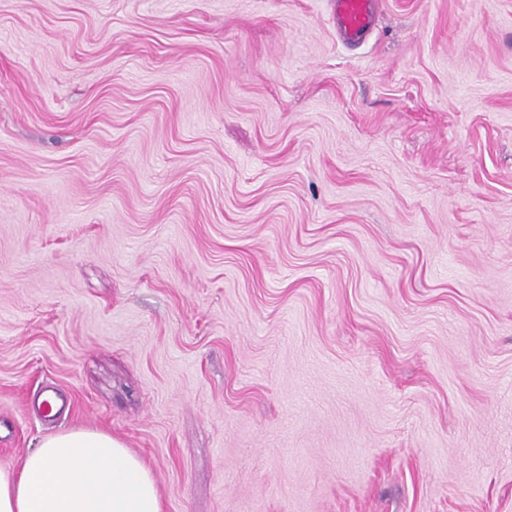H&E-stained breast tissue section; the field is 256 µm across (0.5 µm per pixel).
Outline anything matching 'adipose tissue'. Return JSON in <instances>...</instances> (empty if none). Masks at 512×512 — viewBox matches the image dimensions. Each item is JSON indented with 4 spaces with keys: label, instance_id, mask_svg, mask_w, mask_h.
<instances>
[{
    "label": "adipose tissue",
    "instance_id": "adipose-tissue-1",
    "mask_svg": "<svg viewBox=\"0 0 512 512\" xmlns=\"http://www.w3.org/2000/svg\"><path fill=\"white\" fill-rule=\"evenodd\" d=\"M0 512H162L150 467L111 434L70 428L0 469Z\"/></svg>",
    "mask_w": 512,
    "mask_h": 512
}]
</instances>
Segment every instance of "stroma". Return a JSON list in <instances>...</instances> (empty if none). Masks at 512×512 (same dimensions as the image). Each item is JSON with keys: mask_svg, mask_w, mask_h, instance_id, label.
I'll list each match as a JSON object with an SVG mask.
<instances>
[{"mask_svg": "<svg viewBox=\"0 0 512 512\" xmlns=\"http://www.w3.org/2000/svg\"><path fill=\"white\" fill-rule=\"evenodd\" d=\"M77 427L163 512H512V0H0V468ZM336 26L346 40H361L374 23V0H331Z\"/></svg>", "mask_w": 512, "mask_h": 512, "instance_id": "1", "label": "stroma"}]
</instances>
